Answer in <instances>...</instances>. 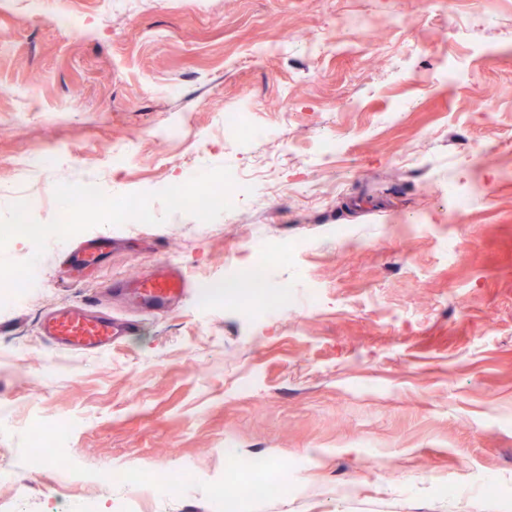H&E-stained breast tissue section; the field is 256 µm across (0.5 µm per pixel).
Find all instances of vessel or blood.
Wrapping results in <instances>:
<instances>
[{"label": "vessel or blood", "instance_id": "b4317fda", "mask_svg": "<svg viewBox=\"0 0 512 512\" xmlns=\"http://www.w3.org/2000/svg\"><path fill=\"white\" fill-rule=\"evenodd\" d=\"M108 240L93 238L74 251L75 264L95 262L108 252ZM189 285L180 273L156 274L134 282L130 293L145 311L167 309L183 300ZM138 322L118 318L93 310L84 302L49 312L43 321V332L57 348L80 353H101L121 343L124 336L134 333Z\"/></svg>", "mask_w": 512, "mask_h": 512}]
</instances>
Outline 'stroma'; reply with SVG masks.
Returning <instances> with one entry per match:
<instances>
[{"instance_id": "35a3bbf8", "label": "stroma", "mask_w": 512, "mask_h": 512, "mask_svg": "<svg viewBox=\"0 0 512 512\" xmlns=\"http://www.w3.org/2000/svg\"><path fill=\"white\" fill-rule=\"evenodd\" d=\"M508 45L512 0H0V225L23 154H65L31 177L48 207L96 176L153 210L82 225L70 246L111 252L43 264L23 306H0V465L32 486L0 499L67 512L60 461L30 473L27 448L75 418L66 455L97 475L95 512L130 494L114 469L185 465L194 483L144 512H218L228 445L264 454L271 479L293 472L245 512H512ZM228 108L274 136L225 134ZM255 167L268 188L227 217L199 223L171 194L189 169ZM53 249L0 244V278ZM249 258L292 286L276 317L190 300L102 354L41 334L74 303L135 314L108 284L179 270L196 286ZM110 242L105 239L93 238L74 251V263L77 265L95 262L100 255L108 252Z\"/></svg>"}]
</instances>
